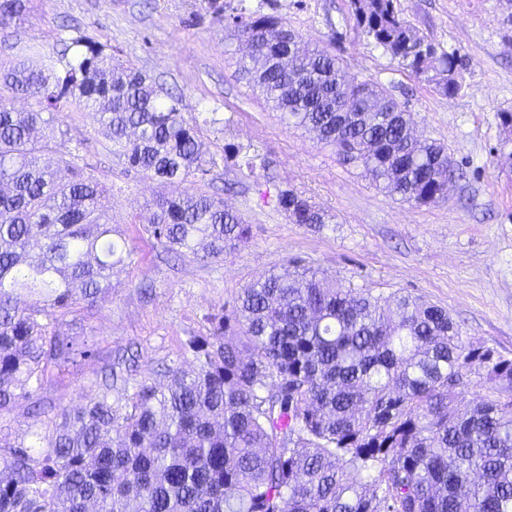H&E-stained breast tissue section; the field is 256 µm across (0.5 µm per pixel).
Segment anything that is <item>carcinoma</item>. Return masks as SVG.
Instances as JSON below:
<instances>
[{"mask_svg": "<svg viewBox=\"0 0 512 512\" xmlns=\"http://www.w3.org/2000/svg\"><path fill=\"white\" fill-rule=\"evenodd\" d=\"M30 0H0V27ZM356 23L419 80L452 97L461 60L440 51L396 0H350ZM252 51L239 61L273 109L313 132L376 186L412 205L447 199L457 166L414 133V114L384 88L356 83L325 49L300 46L272 15L233 16ZM23 95L35 106L18 111ZM93 112L128 170L162 182L206 175L196 125L146 72L91 39L60 64L0 65V410L70 361L60 321L108 296L131 257L105 206V181L57 154L45 130ZM497 163L512 168V112L500 114ZM57 155L51 160V155ZM70 172L64 179L60 167ZM294 224L327 215L291 191ZM149 235L179 260L219 258L249 233L220 198L158 203ZM238 293L191 336L194 369L95 394L56 415L54 438L0 453V512H512V360L463 342L448 311L410 294L384 298L293 261ZM490 394L458 397L474 386Z\"/></svg>", "mask_w": 512, "mask_h": 512, "instance_id": "carcinoma-1", "label": "carcinoma"}]
</instances>
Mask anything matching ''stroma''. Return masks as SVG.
<instances>
[{
  "instance_id": "obj_1",
  "label": "stroma",
  "mask_w": 512,
  "mask_h": 512,
  "mask_svg": "<svg viewBox=\"0 0 512 512\" xmlns=\"http://www.w3.org/2000/svg\"><path fill=\"white\" fill-rule=\"evenodd\" d=\"M223 3L221 20L206 0H31L20 24L0 29L5 65H36L64 41L91 37L177 93L217 162L188 184L134 174L93 113H62L57 149L76 152L79 165L111 184L112 222L133 261L113 269L112 289L96 307L63 318L75 361L0 411V445L47 446L54 416L91 397L124 353L136 356L137 380L159 381L175 359L191 369L181 343L207 335L206 315L270 272L292 271L297 260L376 295L424 297L448 310L465 342L512 359V171L496 163L499 115L512 112V0H397L413 26L461 59V88L451 98L375 46L348 0ZM240 5L282 18L303 46L328 49L349 78L384 87L413 112L417 134L446 145L462 172L447 200L415 206L385 195L335 148L273 112L238 70L247 46L227 17ZM251 157L252 171L245 166ZM188 189L221 197L250 227L221 258L171 261L145 232L156 201ZM283 190L304 196L331 222L290 223L277 204Z\"/></svg>"
}]
</instances>
